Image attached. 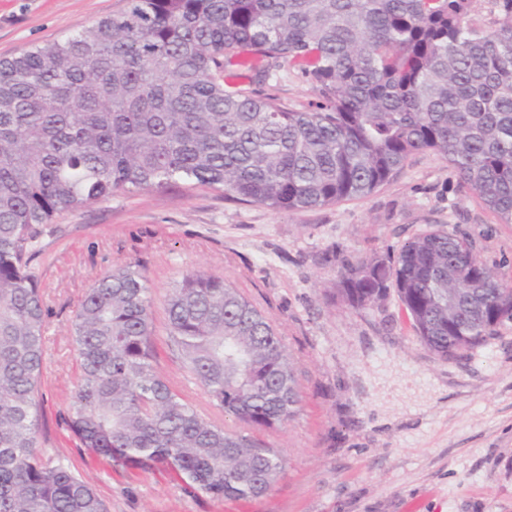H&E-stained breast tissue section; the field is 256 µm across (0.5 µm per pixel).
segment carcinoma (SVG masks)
I'll return each instance as SVG.
<instances>
[{"mask_svg": "<svg viewBox=\"0 0 512 512\" xmlns=\"http://www.w3.org/2000/svg\"><path fill=\"white\" fill-rule=\"evenodd\" d=\"M488 28L473 0H127L120 14L0 60V512H108L37 450L47 310L29 272L43 226L118 192L198 189L277 211L370 196L432 151L512 224V0ZM288 66L316 100L286 110L238 81ZM395 291L437 358L512 321V287L466 236L430 230L342 264L356 308ZM169 336L205 418L154 366L151 287L135 264L97 278L72 326L83 376L66 424L115 469L161 470L214 499L265 494L264 439L292 419L295 368L270 319L224 277L168 295Z\"/></svg>", "mask_w": 512, "mask_h": 512, "instance_id": "carcinoma-1", "label": "carcinoma"}]
</instances>
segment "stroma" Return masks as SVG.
<instances>
[{
    "mask_svg": "<svg viewBox=\"0 0 512 512\" xmlns=\"http://www.w3.org/2000/svg\"><path fill=\"white\" fill-rule=\"evenodd\" d=\"M126 0H0V59L121 13ZM301 110L300 73L256 83ZM442 227L467 234L478 258L512 284V224L499 223L433 152L411 156L369 197L276 212L199 190L124 192L45 225L29 271L48 311L38 450L92 485L109 512H512V321L485 344L442 360L420 342L396 294L356 309L335 293L341 261L398 250ZM138 264L151 286L154 367L198 411L224 414L183 368L165 300L182 276H224L272 321L293 360L302 407L266 441L286 459L267 493L241 502L190 493L165 473L113 470L80 454L61 423L82 379L71 346L94 280ZM449 388L416 411L434 382ZM388 425H379V418Z\"/></svg>",
    "mask_w": 512,
    "mask_h": 512,
    "instance_id": "obj_1",
    "label": "stroma"
}]
</instances>
